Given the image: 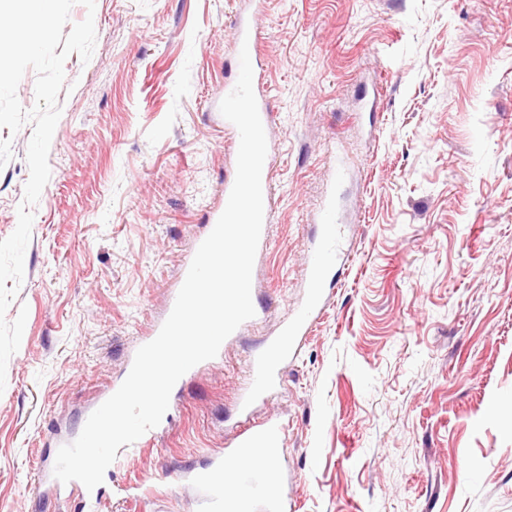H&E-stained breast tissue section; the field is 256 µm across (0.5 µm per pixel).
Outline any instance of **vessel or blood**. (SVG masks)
I'll list each match as a JSON object with an SVG mask.
<instances>
[{"instance_id":"vessel-or-blood-1","label":"vessel or blood","mask_w":512,"mask_h":512,"mask_svg":"<svg viewBox=\"0 0 512 512\" xmlns=\"http://www.w3.org/2000/svg\"><path fill=\"white\" fill-rule=\"evenodd\" d=\"M234 36L236 43L244 42L248 45L253 68V90L260 118L263 125H271L273 114L262 77L258 34L249 16L241 13L236 15ZM323 218L324 230L318 251L307 266L306 299L302 305L283 317L279 334L268 340L264 350L251 357L249 381L239 400L241 412H248L254 403L263 399L280 382L282 364L296 357L304 336L325 307L327 290L333 285L330 274L340 257L339 242L344 229L336 221L333 203L324 205ZM282 434V428L273 422L242 433L235 447L225 452L223 458L197 471L194 478L204 489L206 501L217 510L223 507L224 477L229 474L232 475L235 485L244 491L243 496L237 499L239 512H252L255 502L260 500L266 502L270 512H282L284 504L280 494L276 492L281 485L278 459ZM260 443L269 450L270 466L243 465V458L249 455L251 448Z\"/></svg>"}]
</instances>
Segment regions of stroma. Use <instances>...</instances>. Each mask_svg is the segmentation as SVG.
I'll return each instance as SVG.
<instances>
[{
  "instance_id": "35a3bbf8",
  "label": "stroma",
  "mask_w": 512,
  "mask_h": 512,
  "mask_svg": "<svg viewBox=\"0 0 512 512\" xmlns=\"http://www.w3.org/2000/svg\"><path fill=\"white\" fill-rule=\"evenodd\" d=\"M243 0H96L89 62L65 61L51 176L33 208L27 308L0 393V512H79L38 483L167 309L236 146L213 101L238 74ZM275 120L270 246L224 357L105 477L100 512H205L189 474L239 430L248 360L305 299L335 195L345 262L282 380L250 412L283 424L288 512H512V0H266ZM32 124L0 169L18 222ZM349 173L335 184L337 158Z\"/></svg>"
}]
</instances>
